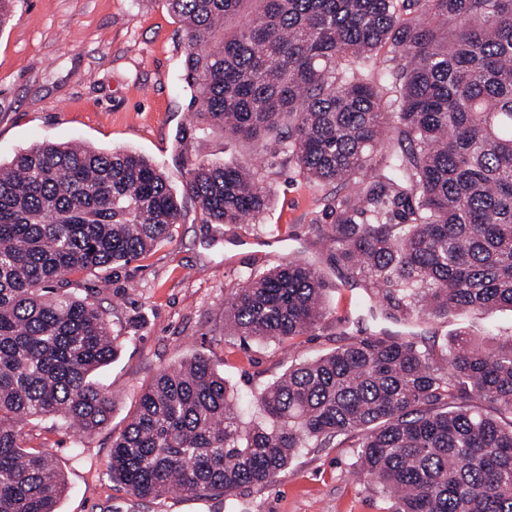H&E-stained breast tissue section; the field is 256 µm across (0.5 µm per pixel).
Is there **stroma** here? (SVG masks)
I'll use <instances>...</instances> for the list:
<instances>
[{"label": "stroma", "instance_id": "stroma-1", "mask_svg": "<svg viewBox=\"0 0 512 512\" xmlns=\"http://www.w3.org/2000/svg\"><path fill=\"white\" fill-rule=\"evenodd\" d=\"M186 31L165 0H14L0 27V165L21 150L78 143L103 152H136L181 188L187 162H246L271 191L260 224H208L182 197L172 236L129 265L71 281L91 289L118 344L116 357L90 377L112 400L91 436L45 418L25 427V446L51 454L68 489L59 512H383L384 502L345 445L301 449L267 486L230 497L173 493L138 499L109 472L112 441L126 428L143 388L164 368L196 355L211 361L239 398L244 418L253 397L292 363L340 345V321L366 317L364 288L342 285L329 248L310 226L323 218L322 191L283 156L258 153L214 127L192 137L190 93L181 79ZM275 224L278 235L262 227ZM292 257L316 262L330 284L326 318L313 334L286 344L242 343L224 326V300L244 276ZM477 341L512 335V310L423 323L416 332L444 346L458 328Z\"/></svg>", "mask_w": 512, "mask_h": 512}]
</instances>
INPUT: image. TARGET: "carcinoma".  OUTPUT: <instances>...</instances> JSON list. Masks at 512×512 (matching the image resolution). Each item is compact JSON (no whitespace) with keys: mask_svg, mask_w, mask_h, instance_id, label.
<instances>
[{"mask_svg":"<svg viewBox=\"0 0 512 512\" xmlns=\"http://www.w3.org/2000/svg\"><path fill=\"white\" fill-rule=\"evenodd\" d=\"M166 2L198 125L336 186L312 229L373 308L409 327L512 309V0ZM183 193L207 224L269 205L243 164L196 159ZM179 216L165 174L133 152L39 144L0 166V512H57L65 491L24 424L55 416L90 435L112 412L88 381L116 355L104 313L53 283L137 260ZM327 288L290 259L233 286L224 317L245 341L282 343L320 326ZM255 405L243 420L203 356L162 370L112 441V479L138 498L230 497L334 442L357 449L385 512H512V337L460 330L436 352L354 336Z\"/></svg>","mask_w":512,"mask_h":512,"instance_id":"1","label":"carcinoma"}]
</instances>
